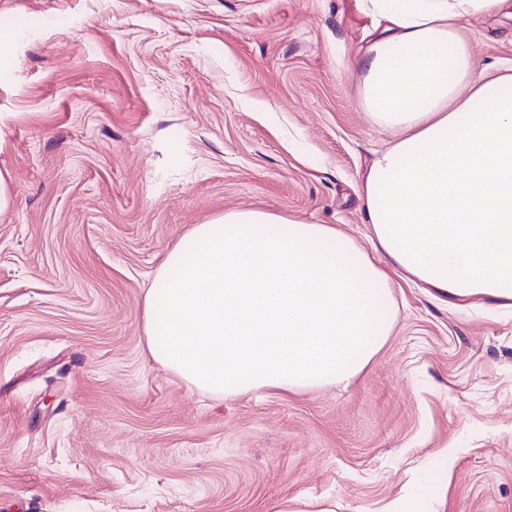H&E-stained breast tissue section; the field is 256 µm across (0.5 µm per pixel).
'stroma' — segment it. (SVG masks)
Masks as SVG:
<instances>
[{
    "instance_id": "1",
    "label": "stroma",
    "mask_w": 512,
    "mask_h": 512,
    "mask_svg": "<svg viewBox=\"0 0 512 512\" xmlns=\"http://www.w3.org/2000/svg\"><path fill=\"white\" fill-rule=\"evenodd\" d=\"M355 0H0V512H512V311L393 278L348 385L216 398L156 362L166 249L231 209L337 224L390 140ZM479 71L512 18L464 27Z\"/></svg>"
}]
</instances>
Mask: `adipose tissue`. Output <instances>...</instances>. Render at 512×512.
Wrapping results in <instances>:
<instances>
[{
	"label": "adipose tissue",
	"instance_id": "adipose-tissue-1",
	"mask_svg": "<svg viewBox=\"0 0 512 512\" xmlns=\"http://www.w3.org/2000/svg\"><path fill=\"white\" fill-rule=\"evenodd\" d=\"M351 60L393 133L362 179L364 249L335 224L228 210L171 246L144 295L151 356L219 397L346 384L393 329L390 270L462 310L512 307V71L479 73L461 33L512 0H355Z\"/></svg>",
	"mask_w": 512,
	"mask_h": 512
}]
</instances>
